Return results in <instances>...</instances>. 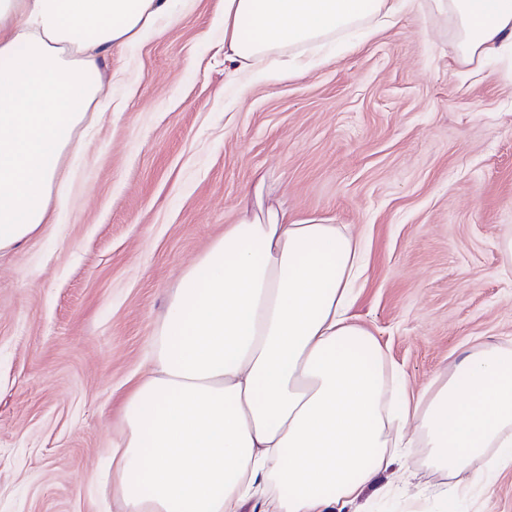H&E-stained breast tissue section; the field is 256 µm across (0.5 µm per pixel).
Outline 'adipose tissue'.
Masks as SVG:
<instances>
[{
    "mask_svg": "<svg viewBox=\"0 0 512 512\" xmlns=\"http://www.w3.org/2000/svg\"><path fill=\"white\" fill-rule=\"evenodd\" d=\"M415 0H224V69L394 27ZM173 0H0V249L52 223L61 162L108 108L113 51L163 33ZM460 73L512 54V0H430ZM364 267L346 225L296 220L265 178L170 292L150 366L126 396L102 494L122 512H359L411 448L447 477L446 512L512 468V350L480 344L421 390L351 315Z\"/></svg>",
    "mask_w": 512,
    "mask_h": 512,
    "instance_id": "adipose-tissue-1",
    "label": "adipose tissue"
}]
</instances>
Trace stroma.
Returning a JSON list of instances; mask_svg holds the SVG:
<instances>
[{
	"mask_svg": "<svg viewBox=\"0 0 512 512\" xmlns=\"http://www.w3.org/2000/svg\"><path fill=\"white\" fill-rule=\"evenodd\" d=\"M420 3L246 86L224 72V0H178L163 35L106 60L119 108L63 157L59 222L0 251V512H119L94 482L123 399L259 172L291 217L363 239L353 312L413 389L471 347L512 349V58L456 75L452 27ZM421 462L372 512H439Z\"/></svg>",
	"mask_w": 512,
	"mask_h": 512,
	"instance_id": "obj_1",
	"label": "stroma"
}]
</instances>
